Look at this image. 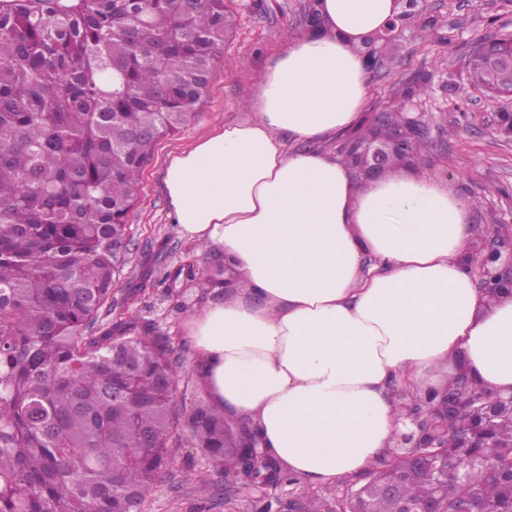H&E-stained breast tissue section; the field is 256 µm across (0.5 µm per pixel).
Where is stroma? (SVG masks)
<instances>
[{"label":"stroma","mask_w":512,"mask_h":512,"mask_svg":"<svg viewBox=\"0 0 512 512\" xmlns=\"http://www.w3.org/2000/svg\"><path fill=\"white\" fill-rule=\"evenodd\" d=\"M307 0H235L236 25L224 46L228 61L212 81L179 133L161 141L145 165L128 215L134 230L129 262L112 292V311L124 312L132 299L157 287L165 273L190 264L203 270L205 256L189 242L170 217L165 191L164 162L171 151L187 147L215 124L244 117V105L253 95L264 66L292 39L308 30L303 7ZM427 9L440 29L437 34L407 39L383 72L368 77L366 111L380 110L389 101L397 81L419 69L432 71L435 86L419 104V111L443 116L442 127H430L419 172L448 180L462 197L474 200L471 215L474 236L490 225L512 224V134L500 131L497 112L512 109V98L491 101L470 88L451 93L443 85L449 59L459 58L476 40L512 33V0H427ZM224 291L186 293L156 308L152 317L168 336L174 355L175 400L189 405L204 402L197 381L195 346L184 330L191 315ZM170 461L146 500L143 512H200L196 479L207 473L200 449L183 443L170 448Z\"/></svg>","instance_id":"35a3bbf8"}]
</instances>
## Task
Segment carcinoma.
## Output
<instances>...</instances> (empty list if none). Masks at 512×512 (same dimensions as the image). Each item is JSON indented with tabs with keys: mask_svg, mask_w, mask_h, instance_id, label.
<instances>
[{
	"mask_svg": "<svg viewBox=\"0 0 512 512\" xmlns=\"http://www.w3.org/2000/svg\"><path fill=\"white\" fill-rule=\"evenodd\" d=\"M234 15L226 0H0V512H134L153 491L172 444L187 439L224 479L225 502L250 455L244 426L209 404L180 412L169 338L141 311L115 324L112 287L128 263L123 241L133 194L158 141L174 134L224 68ZM437 27L427 8L401 11L357 47L390 58L408 37ZM466 54L471 88L512 97V65L490 71ZM417 70L399 82L383 119L368 118L336 144L360 170L359 144L408 128L409 106L432 90ZM427 143L387 158L377 176L414 166ZM210 269L165 277L206 291L229 260L202 249ZM427 472L400 459L401 496L456 512L475 498L512 512V447L456 451ZM265 480L295 483L275 462ZM321 512L318 493L292 504ZM370 512H393L375 494Z\"/></svg>",
	"mask_w": 512,
	"mask_h": 512,
	"instance_id": "cac0c4a2",
	"label": "carcinoma"
}]
</instances>
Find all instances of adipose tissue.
<instances>
[{
    "instance_id": "ef3b65f1",
    "label": "adipose tissue",
    "mask_w": 512,
    "mask_h": 512,
    "mask_svg": "<svg viewBox=\"0 0 512 512\" xmlns=\"http://www.w3.org/2000/svg\"><path fill=\"white\" fill-rule=\"evenodd\" d=\"M329 33L293 39L247 118L168 153L173 223L237 271L185 324L210 403L287 470L322 486L393 446L394 388L424 398L463 368L512 393V297L474 282L472 204L438 177L358 182L322 141L361 122L356 45L395 0H320Z\"/></svg>"
}]
</instances>
